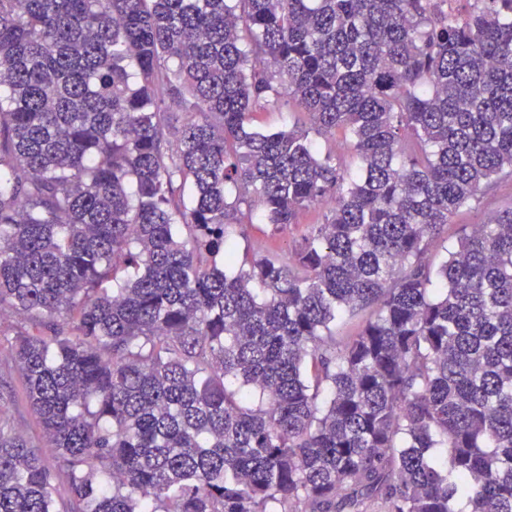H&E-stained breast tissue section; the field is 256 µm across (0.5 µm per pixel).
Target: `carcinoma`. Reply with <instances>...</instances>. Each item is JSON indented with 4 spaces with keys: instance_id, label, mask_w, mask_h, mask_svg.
<instances>
[{
    "instance_id": "1",
    "label": "carcinoma",
    "mask_w": 512,
    "mask_h": 512,
    "mask_svg": "<svg viewBox=\"0 0 512 512\" xmlns=\"http://www.w3.org/2000/svg\"><path fill=\"white\" fill-rule=\"evenodd\" d=\"M473 2L0 0V366L51 454L0 422V512H512V210L431 259L512 172ZM257 205L328 214L239 258ZM294 122L310 127L309 116L292 101L281 106L279 111L260 110L254 115L255 125L263 127H289Z\"/></svg>"
}]
</instances>
